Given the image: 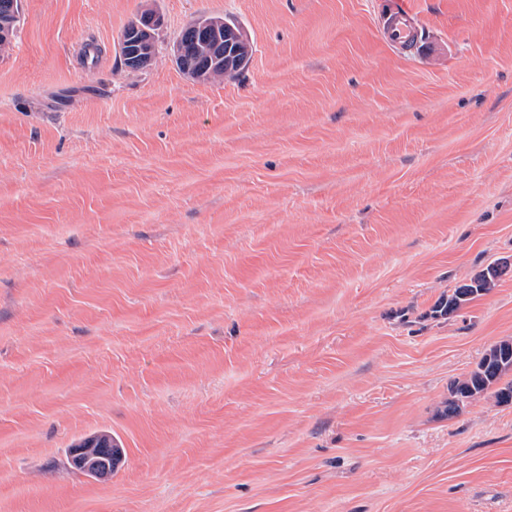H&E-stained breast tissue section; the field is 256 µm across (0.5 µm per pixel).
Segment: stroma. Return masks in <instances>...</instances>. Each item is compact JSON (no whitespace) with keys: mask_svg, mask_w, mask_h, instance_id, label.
I'll return each mask as SVG.
<instances>
[{"mask_svg":"<svg viewBox=\"0 0 512 512\" xmlns=\"http://www.w3.org/2000/svg\"><path fill=\"white\" fill-rule=\"evenodd\" d=\"M20 0L0 50V512H512V0ZM160 14L144 69L124 28ZM221 17L252 53L200 82ZM109 432L112 477L67 450ZM383 32L395 47L417 49L419 46L420 32L416 15L399 2L390 10ZM191 25L186 26L179 34L176 44L183 48L185 58L194 65L202 68L205 64V50L199 44V37L191 29ZM502 274V267L489 264L472 275L466 283L454 288L452 293L448 294V298L439 303L435 313L448 314L454 312L475 298L487 294L496 286V282ZM509 371H512V341L504 340L491 347L468 376L453 383L446 415H457L466 400L488 393L499 403L512 402V382L500 385Z\"/></svg>","mask_w":512,"mask_h":512,"instance_id":"obj_1","label":"stroma"}]
</instances>
